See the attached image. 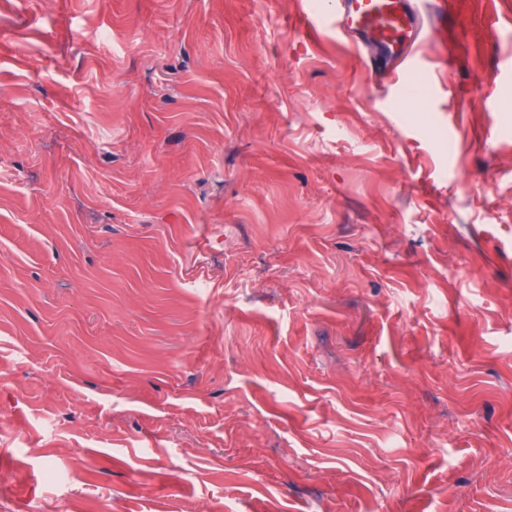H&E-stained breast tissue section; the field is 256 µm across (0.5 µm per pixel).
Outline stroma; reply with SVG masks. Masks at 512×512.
Here are the masks:
<instances>
[{"mask_svg": "<svg viewBox=\"0 0 512 512\" xmlns=\"http://www.w3.org/2000/svg\"><path fill=\"white\" fill-rule=\"evenodd\" d=\"M301 3L0 0V512H512V0ZM451 5L447 0H335L325 16L333 18L336 31L368 50L366 63L404 96H421L425 69L417 49L428 37L432 15L438 23L435 29L445 68L457 52L456 32L448 28Z\"/></svg>", "mask_w": 512, "mask_h": 512, "instance_id": "obj_1", "label": "stroma"}]
</instances>
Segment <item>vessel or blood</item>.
<instances>
[{"label": "vessel or blood", "instance_id": "b4317fda", "mask_svg": "<svg viewBox=\"0 0 512 512\" xmlns=\"http://www.w3.org/2000/svg\"><path fill=\"white\" fill-rule=\"evenodd\" d=\"M450 0H334L328 15L337 31L366 49L367 64L381 72L403 95L423 89L424 69L417 49L428 29H435L442 46L441 62H453L456 32L448 26Z\"/></svg>", "mask_w": 512, "mask_h": 512}]
</instances>
